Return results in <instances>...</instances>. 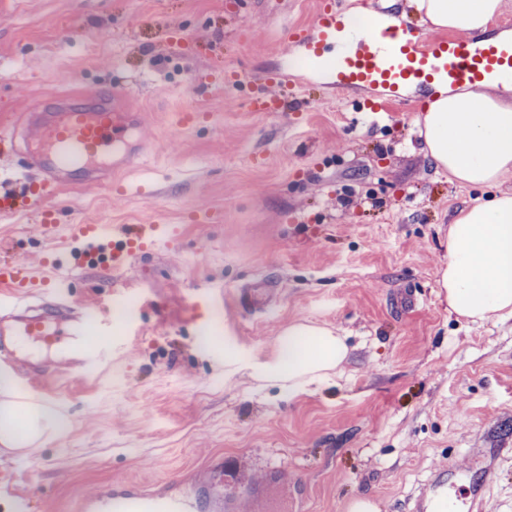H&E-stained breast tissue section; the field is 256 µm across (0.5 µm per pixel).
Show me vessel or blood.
Wrapping results in <instances>:
<instances>
[{
    "instance_id": "1",
    "label": "vessel or blood",
    "mask_w": 512,
    "mask_h": 512,
    "mask_svg": "<svg viewBox=\"0 0 512 512\" xmlns=\"http://www.w3.org/2000/svg\"><path fill=\"white\" fill-rule=\"evenodd\" d=\"M291 49L303 52L311 63L325 66L337 90L370 89L374 98L360 102L368 114L406 101L409 89L433 85H473L497 76L512 79V41L486 46L458 35H436L425 29H410L374 7L367 25L352 30L346 22L342 0H316L311 23L285 29ZM262 86L248 106L254 112L281 111L292 83L281 70L267 72ZM130 92L126 87L100 88L86 93L49 96L48 108L26 112L22 123L27 143V169L36 171L39 182L34 194L51 193L64 186H86L112 180L124 171L133 143L128 134L135 129L136 113L123 109ZM73 237L86 243L87 258L104 247L108 232L101 224L72 226ZM0 314L22 312L19 325H0V339L17 342L28 337L47 348L65 350L81 368H93L110 350L101 339L102 324L75 316L64 332H57L56 303H47L39 314L24 315L27 299L48 294V282L23 274L13 263L0 262ZM459 471L448 468L433 474L420 490L417 512H446L436 496L438 489L454 484ZM197 500L170 490H145L114 486L85 499L84 512H197Z\"/></svg>"
}]
</instances>
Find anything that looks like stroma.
Returning a JSON list of instances; mask_svg holds the SVG:
<instances>
[{
    "instance_id": "stroma-1",
    "label": "stroma",
    "mask_w": 512,
    "mask_h": 512,
    "mask_svg": "<svg viewBox=\"0 0 512 512\" xmlns=\"http://www.w3.org/2000/svg\"><path fill=\"white\" fill-rule=\"evenodd\" d=\"M315 0H0V127L47 93L139 79L138 133L149 151L128 188H68L63 226L156 224L154 252L113 272L85 267L82 242L45 238L13 210L23 181L0 180V258L57 277L59 302L111 322L108 362L35 383L68 430L0 454V512L12 492L30 512H72L108 485L191 488L214 475L233 512H348L359 496L410 512L433 471L464 470L456 512L484 484L486 512H512V318L475 326L450 314L438 286L448 229L477 193L422 151L415 118L429 90L370 122L304 71L292 112H251L255 86L224 87L221 70L258 76L282 64L284 27ZM182 31V45L165 41ZM208 122L180 129L185 109ZM216 219L195 224L198 209ZM277 291L264 311L242 289ZM296 322L346 336L340 378L288 394L228 374L225 350L268 360Z\"/></svg>"
}]
</instances>
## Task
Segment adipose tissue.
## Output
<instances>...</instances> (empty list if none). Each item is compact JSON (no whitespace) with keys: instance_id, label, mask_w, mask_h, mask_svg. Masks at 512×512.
Returning a JSON list of instances; mask_svg holds the SVG:
<instances>
[{"instance_id":"obj_1","label":"adipose tissue","mask_w":512,"mask_h":512,"mask_svg":"<svg viewBox=\"0 0 512 512\" xmlns=\"http://www.w3.org/2000/svg\"><path fill=\"white\" fill-rule=\"evenodd\" d=\"M407 5L435 28L476 34L487 31L502 0ZM416 125L422 150L437 169L460 185L495 190L462 209L449 228L448 261L438 280L449 309L474 325L512 316V192L495 189L512 172V82L495 80L486 90L436 87ZM348 353L344 336L297 322L276 337L271 359L253 366L252 374L296 392L329 379ZM67 427L66 417L47 405L0 400L1 446L24 448Z\"/></svg>"}]
</instances>
